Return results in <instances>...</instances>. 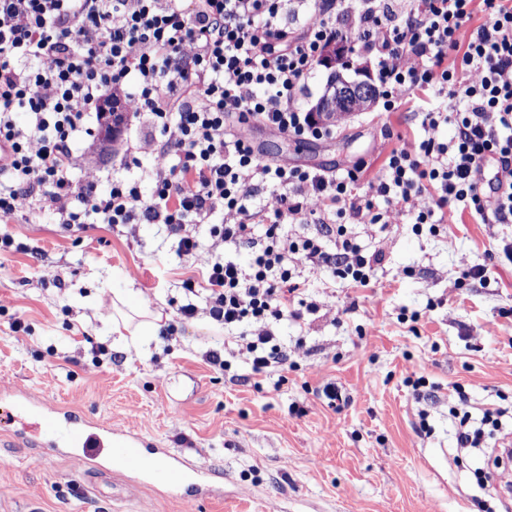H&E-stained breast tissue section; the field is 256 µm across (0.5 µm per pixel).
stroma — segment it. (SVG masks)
<instances>
[{
    "mask_svg": "<svg viewBox=\"0 0 512 512\" xmlns=\"http://www.w3.org/2000/svg\"><path fill=\"white\" fill-rule=\"evenodd\" d=\"M419 112L352 113L322 141L255 129L267 159L348 169L393 144L423 136ZM160 138L134 120L108 150L74 141V175L107 185L137 180L149 192ZM0 250V390L19 388L86 418H111L184 454L223 484L220 497L185 500L132 475L76 466L71 456L24 445L14 403L0 397V512H512L503 482L480 477L483 450L459 460L457 421L500 410L485 448L512 437V265L488 260L511 224L448 212L446 233L416 234L409 210L348 231L379 255L374 285L355 288L322 267L296 272L316 308L281 322L290 367L280 384H255L205 355L224 347L206 311L189 321L182 282L202 279L208 259L246 260L251 244H226L201 226L202 249L183 256L161 224L66 226L49 212H21ZM487 264L488 281L461 280ZM160 314L135 346L112 332V300ZM26 329L14 332V321ZM425 378L426 395L411 386ZM335 384L329 403L322 389Z\"/></svg>",
    "mask_w": 512,
    "mask_h": 512,
    "instance_id": "stroma-1",
    "label": "stroma"
}]
</instances>
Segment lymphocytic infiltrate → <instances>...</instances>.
Instances as JSON below:
<instances>
[{
	"mask_svg": "<svg viewBox=\"0 0 512 512\" xmlns=\"http://www.w3.org/2000/svg\"><path fill=\"white\" fill-rule=\"evenodd\" d=\"M350 33L351 52L376 60L385 111L446 99L425 112L426 136L392 147L365 183L361 164L335 171L261 159L254 126L301 140L332 135L298 96L325 50ZM91 113L148 115L163 140L150 193L127 178L104 191L75 179L72 143L99 135L86 124ZM441 125L454 128L448 141L428 134ZM0 141L11 148L0 168L9 181L1 225L25 209L63 224L144 220L166 225L185 255L199 250L192 224H209L228 244L263 227L248 265L212 259L204 285L189 278L183 288L204 295L217 324L251 326L234 354L269 378L288 368L275 325L302 317L296 267L372 286L379 259L362 252L347 222L385 224L388 208H411L415 231L436 235L454 203L485 224L512 222V184L485 175L490 164L512 166V0H0ZM258 184L281 190L264 214L245 203ZM219 210L234 223L210 224ZM330 222V248L282 231Z\"/></svg>",
	"mask_w": 512,
	"mask_h": 512,
	"instance_id": "obj_1",
	"label": "lymphocytic infiltrate"
}]
</instances>
